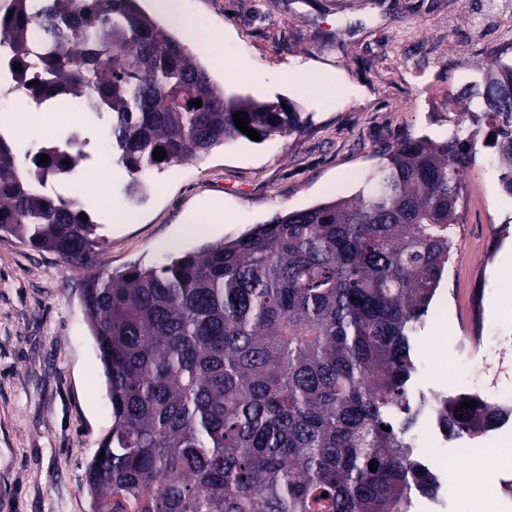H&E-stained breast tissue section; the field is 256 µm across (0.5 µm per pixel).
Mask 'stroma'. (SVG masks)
Returning a JSON list of instances; mask_svg holds the SVG:
<instances>
[{
	"instance_id": "35a3bbf8",
	"label": "stroma",
	"mask_w": 512,
	"mask_h": 512,
	"mask_svg": "<svg viewBox=\"0 0 512 512\" xmlns=\"http://www.w3.org/2000/svg\"><path fill=\"white\" fill-rule=\"evenodd\" d=\"M201 43L192 53L226 94L292 104L301 131L263 142L240 138L209 154L152 170L143 200L106 148L107 131L84 112H64L55 131L80 128L97 148L103 179L68 178L99 225L95 269L71 265L0 234V512H90L85 469L112 429V408L82 292L90 272L151 266L234 237L275 215L356 191L361 176L407 137L446 138L454 105L488 61H512V9L493 0H183ZM242 62L259 82L228 79ZM305 69L335 84L336 96L299 93L281 79ZM215 216L206 234L184 230L190 214ZM133 214L137 223L120 217ZM455 249L417 338L413 386L425 394L472 393L512 400V198L499 189L491 149L462 178ZM480 345H471L472 320ZM435 423L415 431V455L447 469ZM458 471L480 467L466 486L481 512H505L490 494L512 480L496 451L512 449V423L461 438Z\"/></svg>"
}]
</instances>
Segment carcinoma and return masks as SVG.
Here are the masks:
<instances>
[{
  "instance_id": "obj_1",
  "label": "carcinoma",
  "mask_w": 512,
  "mask_h": 512,
  "mask_svg": "<svg viewBox=\"0 0 512 512\" xmlns=\"http://www.w3.org/2000/svg\"><path fill=\"white\" fill-rule=\"evenodd\" d=\"M0 36L34 102L92 93L86 113L107 122L135 195L149 171L245 137L234 113L263 140L302 125L280 102L225 96L138 0H9ZM477 116L491 122L483 146L512 198V63L499 60L447 138L402 140L353 194L157 266L88 277L83 302L113 415L105 457L85 472L91 512H411L418 495L435 494L412 428L432 417L450 439L478 438L499 420L473 394L412 392L415 338L455 247ZM76 142L21 154L0 134V233L93 268L94 217L40 190L85 160ZM465 400L476 407L459 408Z\"/></svg>"
}]
</instances>
